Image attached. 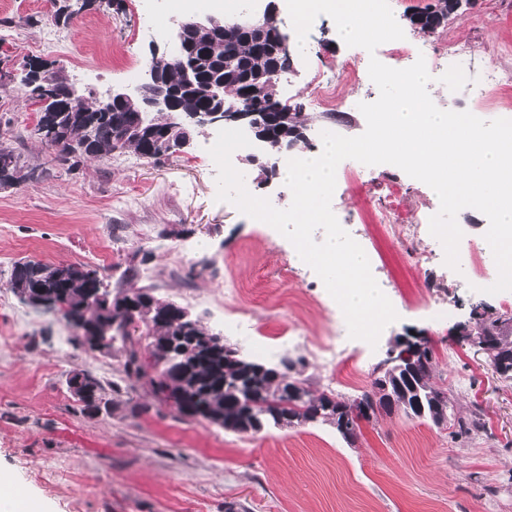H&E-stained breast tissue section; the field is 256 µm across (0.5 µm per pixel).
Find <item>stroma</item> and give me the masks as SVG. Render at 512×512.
Masks as SVG:
<instances>
[{
  "label": "stroma",
  "instance_id": "35a3bbf8",
  "mask_svg": "<svg viewBox=\"0 0 512 512\" xmlns=\"http://www.w3.org/2000/svg\"><path fill=\"white\" fill-rule=\"evenodd\" d=\"M429 2L397 0L398 23L426 60L438 41L457 45L455 60L470 74L451 88L430 82L432 101L496 119L499 103L512 102V88L483 100L476 90L489 68L512 71V0H468L431 37L408 21ZM51 8V0H0V59L18 68L41 63L100 92L131 87L128 65L146 63L179 16L177 0H90L68 25L55 26L44 22ZM49 32L59 48L43 47ZM362 53L344 44L326 15L314 21L304 51L294 52L280 92L307 121L308 150L318 148L322 132L365 131L358 105L377 99L374 83H340L343 121L311 105L318 78H333ZM38 118L21 81L0 87V142L38 175L0 187V474L43 512H225L230 505L236 512H512V382L500 380L462 335L475 325L473 305L512 312V302L485 292L497 279L494 257L484 258L475 291L468 254L452 270L441 243L428 236L431 256L416 262L385 225L370 220L371 205L391 183L405 219L423 223L439 209L429 186L395 167L362 169L351 182L338 165L332 209L361 230L371 272L399 315L377 346L350 344L338 334L341 319L321 279L294 265L288 240L217 201L212 131L200 130L184 153L153 160L129 151L71 169L36 135ZM104 245L114 259L97 273L110 292L151 288L247 357L302 360L316 394L330 388L354 398L369 387L389 340L429 337L436 377L453 389L457 411L481 406L486 432L455 440L448 428L395 415L362 423L351 445L321 423L251 436L178 416L145 381L126 376L120 345L74 346L61 315L22 304L9 286L15 262L83 268L86 254ZM285 264L294 265V278L281 276ZM231 280L241 294H230ZM76 372L101 381L97 410H82L70 391Z\"/></svg>",
  "mask_w": 512,
  "mask_h": 512
}]
</instances>
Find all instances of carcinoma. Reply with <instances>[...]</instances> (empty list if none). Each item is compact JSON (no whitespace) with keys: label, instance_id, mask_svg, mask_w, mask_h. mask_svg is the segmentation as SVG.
<instances>
[{"label":"carcinoma","instance_id":"obj_1","mask_svg":"<svg viewBox=\"0 0 512 512\" xmlns=\"http://www.w3.org/2000/svg\"><path fill=\"white\" fill-rule=\"evenodd\" d=\"M198 46L200 85L224 86V99L259 97L264 86L253 83L256 71L261 70L266 80L278 82L279 76L290 68L287 61L273 53V36L269 33L236 34L232 37L202 32L195 37ZM157 76L180 91V103L186 110H194L207 103L204 90H182V72L178 64L151 61L146 63L145 77ZM43 84L56 95L64 96L69 110L82 117L70 128V152L59 156L69 158H105L132 149L146 159L157 160L178 151L176 141L163 139L169 127L162 116H149L132 107L114 108L97 99H82L80 94L65 92L62 77L46 72ZM308 127L302 113L288 116L283 127L271 131L267 161L257 165L258 179L266 181L276 175L278 156L307 143ZM101 282L97 272L81 274L72 266H52L26 261L13 267L9 288H42L57 292L69 307L82 313L77 323L65 313L62 318L72 327L81 328L74 341L96 349V335L89 329L99 326L107 329V337L114 341L130 342L124 362V372L130 378H148L153 391L166 398L181 396L182 404L176 411L186 417H198L228 431L254 435L272 427H296L298 417L306 423H325L335 427L347 442L355 439L360 422L370 421L380 414L402 413L408 419H427L437 426H449L454 439H475L485 431L484 413L474 406L462 415L454 411V400L448 390L434 382V351L427 338L421 339L423 350L411 362H402L393 373L384 372L371 379L370 388L353 399H344L332 391L315 396L307 387V379L297 363L283 357L271 364L241 355L229 342L219 350L205 348L210 336L201 321L192 329L195 340L181 344L185 364H169L167 349L184 324L180 322L181 306L172 301H160L147 288L138 289L140 297L135 312L122 310L120 293L105 301L91 299L92 282ZM141 323L150 338V356L156 375L150 376L141 362L139 349L132 341L128 327ZM479 341H490L498 354L509 363L490 361L493 372L504 382H512V313L493 316L486 308L476 314Z\"/></svg>","mask_w":512,"mask_h":512}]
</instances>
